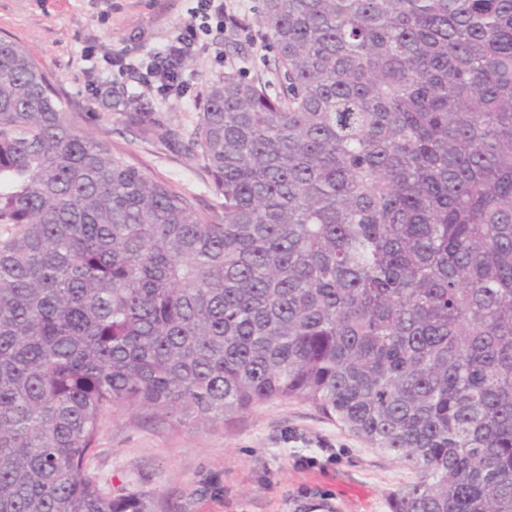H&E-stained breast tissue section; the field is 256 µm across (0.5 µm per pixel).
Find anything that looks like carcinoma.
Masks as SVG:
<instances>
[{"label":"carcinoma","instance_id":"cac0c4a2","mask_svg":"<svg viewBox=\"0 0 512 512\" xmlns=\"http://www.w3.org/2000/svg\"><path fill=\"white\" fill-rule=\"evenodd\" d=\"M261 24L283 91L211 82L187 147L210 219L0 39V512H157L90 471L104 416L286 399L420 471L390 512H512V0Z\"/></svg>","mask_w":512,"mask_h":512}]
</instances>
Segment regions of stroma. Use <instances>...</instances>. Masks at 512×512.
I'll list each match as a JSON object with an SVG mask.
<instances>
[{
    "label": "stroma",
    "instance_id": "1",
    "mask_svg": "<svg viewBox=\"0 0 512 512\" xmlns=\"http://www.w3.org/2000/svg\"><path fill=\"white\" fill-rule=\"evenodd\" d=\"M196 0H0V38L20 45L61 89L67 111L129 163L191 199L204 217L221 200L187 152L210 83L236 72L280 91L260 23L263 0H224L223 26L197 30L183 63L186 92L161 97L143 59L191 19ZM155 113L177 140L143 141L116 101ZM90 470L155 494L161 512H389L410 464L371 448L311 404L288 399L237 417L173 425L125 411L102 425Z\"/></svg>",
    "mask_w": 512,
    "mask_h": 512
}]
</instances>
